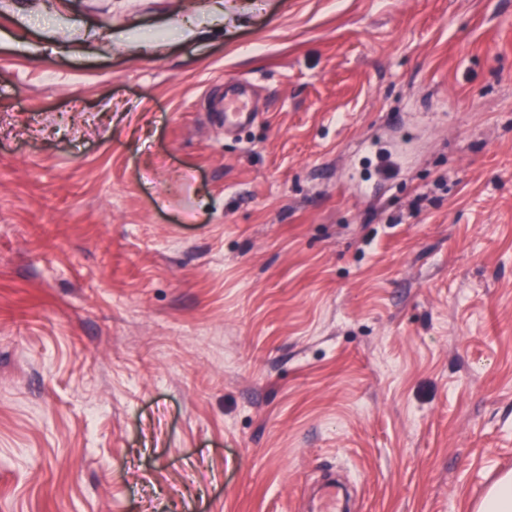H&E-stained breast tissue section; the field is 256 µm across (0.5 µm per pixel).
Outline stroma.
I'll use <instances>...</instances> for the list:
<instances>
[{"instance_id": "stroma-1", "label": "stroma", "mask_w": 512, "mask_h": 512, "mask_svg": "<svg viewBox=\"0 0 512 512\" xmlns=\"http://www.w3.org/2000/svg\"><path fill=\"white\" fill-rule=\"evenodd\" d=\"M327 470L356 512L512 473V0H0V512ZM224 97V130L228 128H241L250 125L254 120L256 112L252 111L249 99L239 91L243 83L234 81L231 83Z\"/></svg>"}]
</instances>
